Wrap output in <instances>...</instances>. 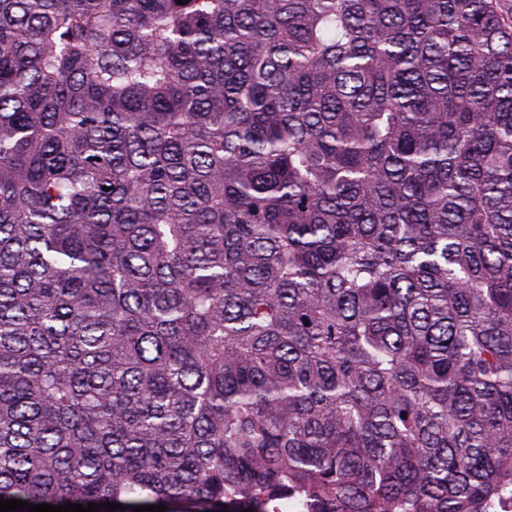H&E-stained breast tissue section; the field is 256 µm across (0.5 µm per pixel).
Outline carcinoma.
<instances>
[{"instance_id": "cac0c4a2", "label": "carcinoma", "mask_w": 512, "mask_h": 512, "mask_svg": "<svg viewBox=\"0 0 512 512\" xmlns=\"http://www.w3.org/2000/svg\"><path fill=\"white\" fill-rule=\"evenodd\" d=\"M512 497V0H0V498Z\"/></svg>"}]
</instances>
